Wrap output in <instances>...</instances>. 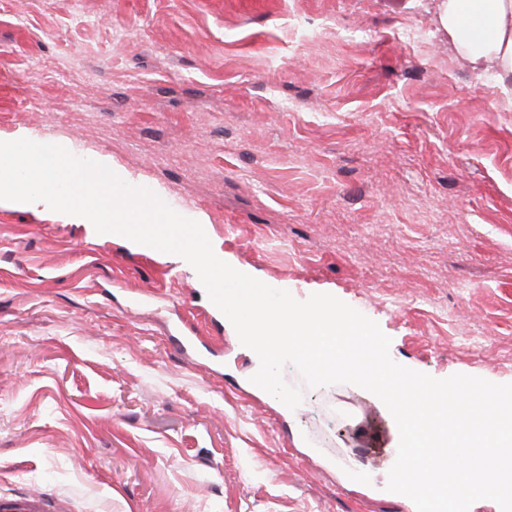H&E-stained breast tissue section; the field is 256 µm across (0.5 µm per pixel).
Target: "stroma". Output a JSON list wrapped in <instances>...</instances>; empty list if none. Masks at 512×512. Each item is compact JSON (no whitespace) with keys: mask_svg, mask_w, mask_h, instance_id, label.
Masks as SVG:
<instances>
[{"mask_svg":"<svg viewBox=\"0 0 512 512\" xmlns=\"http://www.w3.org/2000/svg\"><path fill=\"white\" fill-rule=\"evenodd\" d=\"M438 0H0V140L110 158L226 262L377 322L391 358L512 383V110ZM173 256L0 205V496L70 512H416L394 418L297 409ZM200 329L201 368L170 342ZM61 501H51L44 493L31 491L0 497L1 512H68Z\"/></svg>","mask_w":512,"mask_h":512,"instance_id":"35a3bbf8","label":"stroma"}]
</instances>
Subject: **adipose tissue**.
<instances>
[{
    "label": "adipose tissue",
    "mask_w": 512,
    "mask_h": 512,
    "mask_svg": "<svg viewBox=\"0 0 512 512\" xmlns=\"http://www.w3.org/2000/svg\"><path fill=\"white\" fill-rule=\"evenodd\" d=\"M439 24L472 69H496L512 104V0H442Z\"/></svg>",
    "instance_id": "obj_1"
}]
</instances>
